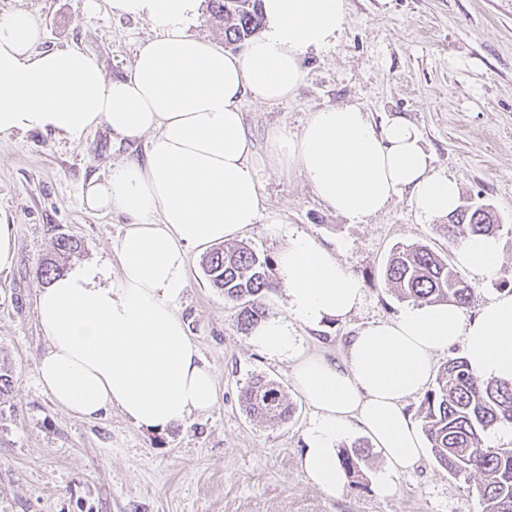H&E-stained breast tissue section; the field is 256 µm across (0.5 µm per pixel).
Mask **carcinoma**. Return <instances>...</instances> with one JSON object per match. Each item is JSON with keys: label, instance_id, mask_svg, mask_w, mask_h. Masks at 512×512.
Segmentation results:
<instances>
[{"label": "carcinoma", "instance_id": "cac0c4a2", "mask_svg": "<svg viewBox=\"0 0 512 512\" xmlns=\"http://www.w3.org/2000/svg\"><path fill=\"white\" fill-rule=\"evenodd\" d=\"M212 16L224 25L225 39L242 42L263 26L261 0H212ZM498 218L487 205L460 209L448 223L436 226L439 235L456 243L473 235H493ZM80 243L67 236L56 242V258L45 260L39 275L46 281L60 276L59 258L77 252ZM271 262L239 246L218 248L205 259L210 282L224 290V299L239 308L240 329L263 320L265 292L272 288ZM383 278L398 297L414 303L451 302L464 308L473 288L458 269L426 245L398 246L389 256ZM240 401L252 417L286 422L293 407L279 385L256 376L241 390ZM422 431L434 461L465 481L476 479L481 512H512V448L483 447L484 434L497 425L512 424V382L474 376L465 358L456 357L439 369L435 385L423 401ZM369 448L356 444L342 449L340 465L346 478L361 477L360 462Z\"/></svg>", "mask_w": 512, "mask_h": 512}]
</instances>
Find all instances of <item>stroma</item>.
I'll use <instances>...</instances> for the list:
<instances>
[{
  "mask_svg": "<svg viewBox=\"0 0 512 512\" xmlns=\"http://www.w3.org/2000/svg\"><path fill=\"white\" fill-rule=\"evenodd\" d=\"M81 5L0 0V16L26 10L43 31L41 49L78 48L106 76H127L152 26L112 15L106 0L92 18ZM303 72L287 100L245 102V125L258 148L273 131L298 134L308 113L326 106L361 105L377 125L412 122L435 171L459 182L462 204L491 205L502 222L499 275L474 282L465 315L512 291V0H348L337 42L308 53ZM144 151V140L116 142L102 124L77 144L42 132L0 138V211L17 224L15 264L0 271V367L15 381L14 391L0 396V512H479L467 483L428 455L394 478L389 495L376 488L383 460L375 450L360 485L333 493L312 485L299 458L313 410L296 390L290 364L266 360L250 345L197 250L189 255L180 313L214 373L215 408L155 431L116 408L86 420L56 405L38 379L47 346L36 317L45 287L38 268L61 236L81 244L65 269L113 258L126 219L86 211L81 189L92 175ZM258 178L267 208L240 244L272 259L288 233L309 234L364 286V302L349 319L301 330L304 353L341 359L359 325L405 308L382 276L395 246L424 244L455 255L436 219L417 214L408 199L356 224L320 203L297 172L263 164ZM256 375L278 383L293 404L288 422L246 414L240 390Z\"/></svg>",
  "mask_w": 512,
  "mask_h": 512,
  "instance_id": "obj_1",
  "label": "stroma"
}]
</instances>
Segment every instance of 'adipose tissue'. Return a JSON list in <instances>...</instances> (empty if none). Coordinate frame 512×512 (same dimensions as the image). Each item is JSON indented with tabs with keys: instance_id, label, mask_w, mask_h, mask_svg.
Returning a JSON list of instances; mask_svg holds the SVG:
<instances>
[{
	"instance_id": "obj_1",
	"label": "adipose tissue",
	"mask_w": 512,
	"mask_h": 512,
	"mask_svg": "<svg viewBox=\"0 0 512 512\" xmlns=\"http://www.w3.org/2000/svg\"><path fill=\"white\" fill-rule=\"evenodd\" d=\"M112 13L140 17L155 35L128 76L106 78L76 48L37 51L32 15L0 17V137L50 132L80 142L98 125L114 140L147 137L142 159L88 179L81 202L127 222L114 245L117 266L84 263L38 299L47 340L40 380L58 406L92 419L119 408L136 425L166 429L217 403L214 375L179 313L188 254L235 239L265 209L246 99L276 103L299 85L310 51L335 42L347 0H261L267 31L239 55L189 31L202 0H108ZM267 162L297 169L336 214L357 223L408 197L426 217L453 214L456 179L434 172L418 129L403 119L375 126L356 104L311 111L298 136L274 131ZM460 267L497 277L501 245L491 235L460 242ZM286 312L250 334L255 349L292 365L294 384L315 413L299 464L312 485L341 489L338 441L359 428L385 460L377 484L419 461L423 444L406 406L427 385L432 358L460 343L480 378L512 381V293L475 316L453 303L416 304L358 327L341 361L300 351V329L347 320L361 281L311 236L289 234L276 257Z\"/></svg>"
}]
</instances>
